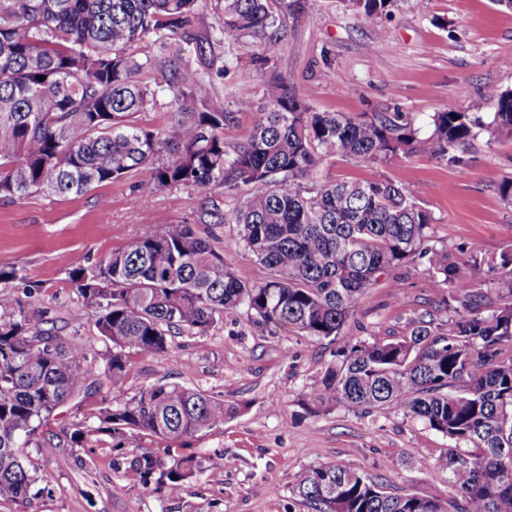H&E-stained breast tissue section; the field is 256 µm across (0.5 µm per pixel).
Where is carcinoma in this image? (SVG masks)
Listing matches in <instances>:
<instances>
[{"label":"carcinoma","instance_id":"1","mask_svg":"<svg viewBox=\"0 0 512 512\" xmlns=\"http://www.w3.org/2000/svg\"><path fill=\"white\" fill-rule=\"evenodd\" d=\"M219 22L210 39H251L263 55L281 38L270 0H0V197L80 195L137 172L151 190L260 185L231 220L238 241L270 274L247 284L191 224H166L100 263L78 264L69 281L92 312L105 351L91 352L42 329L18 301H0V501L25 506L47 484L46 467L25 449L53 439L84 447L94 433L123 448L127 434L179 440L224 422L237 408L197 388L157 383L116 401L86 399L134 373L131 354H171V329L205 334L228 310L275 332L328 339L336 361L306 395L313 412L341 404L357 411L398 409L452 442L435 459L460 499L392 492L343 460L305 471L293 488L314 512H512V250L495 262L459 267L431 243L422 190L388 178L307 181L329 158L376 162L422 154L465 164L481 132L512 136V89L492 120L485 104L445 108L420 136L402 112L352 117L312 112L283 79L264 88L267 111L229 147L224 98L199 95L182 70L202 51L190 31L201 4ZM393 0H357L374 20ZM160 51L141 59L143 40ZM148 71L161 82L138 79ZM168 92L170 120L156 132L138 116ZM425 260L447 290L448 319L414 315L399 338L343 334L362 296L391 270ZM495 298L477 291L487 280ZM70 426L54 431L61 411ZM96 419V425L87 419ZM141 484L179 496L201 472L198 458L171 448L130 461Z\"/></svg>","mask_w":512,"mask_h":512}]
</instances>
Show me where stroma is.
Wrapping results in <instances>:
<instances>
[{
  "instance_id": "1",
  "label": "stroma",
  "mask_w": 512,
  "mask_h": 512,
  "mask_svg": "<svg viewBox=\"0 0 512 512\" xmlns=\"http://www.w3.org/2000/svg\"><path fill=\"white\" fill-rule=\"evenodd\" d=\"M271 4L285 36L267 65L256 64L262 50L250 40L237 45L240 61L230 66L218 42L185 60L201 81V94L223 96L232 112L224 129L228 145L243 141L252 128L265 105L264 85L273 77L287 79L311 111L403 112L424 134L441 108L465 112L479 98L491 111L512 87V69L502 64L512 58V10L496 0H395L372 23L354 0ZM243 89L253 100L248 111L236 108ZM383 177L423 187L422 205L434 218L431 240L457 263L512 249V203L498 193L500 183L512 180V137L480 133L462 168L415 154L361 164L331 158L315 174L323 182ZM142 194L141 177L132 173L79 196L0 199V269L16 273L0 281V298L23 300L45 327L104 350L68 273L78 263L105 260L162 224L195 225L240 280L266 278L267 269L237 245V226L225 220L238 192L221 185L164 189L149 194L145 210ZM395 280L402 283L397 293ZM31 281L40 290L27 299L23 288ZM443 295L425 261L406 264L362 297L344 333L364 340L402 335L417 313L445 318ZM169 342V357L133 354L134 375L112 395L121 399L168 381L237 405L238 413L222 424L179 442L180 452L200 458L201 473L180 497L169 498L143 488L128 464L144 452L162 453L167 441L132 435L119 453L105 434L91 435L82 448L46 443L29 454L47 464L51 482L26 512H312L296 502L292 489L303 471L336 459L394 491L454 497L447 473L433 465L450 442L421 421L393 408L361 412L338 405L315 415L303 409L301 399L334 359L329 340L276 334L231 311L207 334L174 330Z\"/></svg>"
}]
</instances>
